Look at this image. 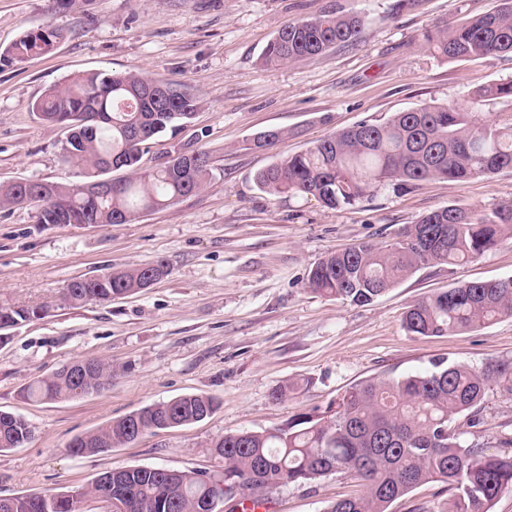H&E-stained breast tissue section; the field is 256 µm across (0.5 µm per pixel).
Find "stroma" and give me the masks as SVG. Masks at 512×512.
<instances>
[{"mask_svg":"<svg viewBox=\"0 0 512 512\" xmlns=\"http://www.w3.org/2000/svg\"><path fill=\"white\" fill-rule=\"evenodd\" d=\"M500 0H0V51L51 25L65 37L46 54L0 65V184L82 183L61 162L68 132L38 119L32 105L84 73H136L183 82L199 96L195 116L142 155L150 168L182 145L208 151L206 187L128 224L45 226L37 210L0 211V305H41L43 319L20 324L0 345V409L24 416L34 437L0 453V496L87 488L102 472L133 466L219 473L210 447L224 434L286 426L325 415L352 387L432 370L479 368L512 358V317L444 336H416L403 317L414 302L472 281L512 277V238L486 256L422 267L357 306L311 292L309 270L328 252L393 241L423 214L448 205L489 211L512 202V169L462 182L429 179L404 191L378 187L338 210L313 198L271 196L255 174L316 140L361 122L382 123L424 104L456 105L478 123L512 121V102H475L483 85L512 80V54L448 62L424 34L495 9ZM359 13L357 40L324 54L267 65L261 55L288 22L330 10ZM280 131L268 149L255 133ZM166 263L169 274L142 293L64 307L76 279L112 268ZM83 358L112 364L105 390L53 403L20 391ZM298 388L280 401L273 390ZM187 394L217 399L211 417L157 430L107 452L76 456L69 444L140 408ZM479 425L459 415L460 440L512 455V395L487 389ZM333 474L267 495L266 512H327L358 494Z\"/></svg>","mask_w":512,"mask_h":512,"instance_id":"obj_1","label":"stroma"}]
</instances>
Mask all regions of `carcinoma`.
Returning <instances> with one entry per match:
<instances>
[{"label": "carcinoma", "instance_id": "cac0c4a2", "mask_svg": "<svg viewBox=\"0 0 512 512\" xmlns=\"http://www.w3.org/2000/svg\"><path fill=\"white\" fill-rule=\"evenodd\" d=\"M504 6L448 30L425 34L426 42L444 60L512 54V0ZM362 18L341 11L293 21L280 28L264 49L266 64L313 57L356 40ZM62 30L45 28L24 34L0 52V62L16 63L49 52L63 38ZM151 79L140 74L88 73L51 89L33 109L46 122L68 130L62 163L86 170L87 181L103 174L102 158L122 160L126 176L112 195L89 199L82 185L40 183L0 186V209L38 205V223L127 224L142 213L167 208L202 190L211 173L204 150L180 148L173 160L144 168L142 153L151 140L192 119L199 99L190 87L174 83L171 92L154 97ZM478 98L512 100V80L483 85ZM512 169V124L475 123L448 104L423 105L395 113L381 124L361 123L339 130L300 154L281 159L258 172L254 183L263 193L311 196L324 207L354 206L385 183L413 188L430 178L460 182L478 175ZM512 237V206L476 212L456 205L439 208L403 229L394 241L362 243L326 254L307 276L314 293L371 303L421 267L481 258ZM166 264L111 270L72 282L64 302L70 306L125 297L162 279ZM47 315L44 308L0 306L3 331ZM502 316H512V277L473 281L422 299L405 313L404 326L418 336H443L470 330ZM77 376L64 367L37 378L22 389L31 401H61L97 393L112 383V365L88 359ZM512 395V359L481 368L444 367L396 380H366L336 403L330 416L299 415L286 428L228 433L211 453L224 460V473L178 471L135 466L121 471L112 489V512H199L208 500L222 496L247 512L245 502L259 505L264 494L335 473H350L364 482L362 495L338 500L327 512H389L390 505L418 486L447 484L448 499L436 512H491L494 501L512 490V455L489 454L464 445L449 423L463 413L477 419L487 388ZM218 409L211 396L189 394L151 404L149 417L130 416L87 433L69 446L74 455H94L145 434L201 421ZM32 426L19 414L0 410V452L32 438ZM98 481L81 492L0 498V512H78L76 503L95 493Z\"/></svg>", "mask_w": 512, "mask_h": 512}]
</instances>
